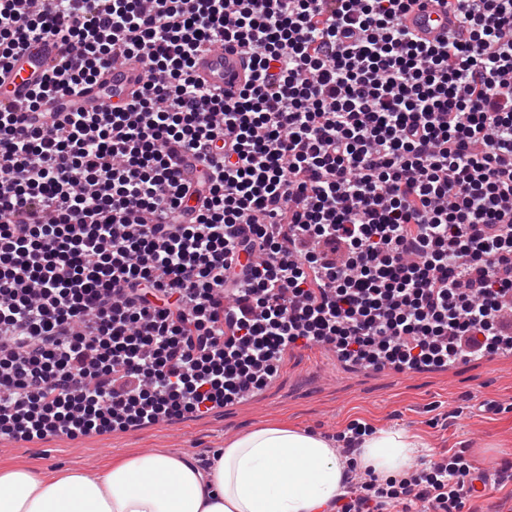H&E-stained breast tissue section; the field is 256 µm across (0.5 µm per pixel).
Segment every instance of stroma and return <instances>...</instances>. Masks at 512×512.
Here are the masks:
<instances>
[{"label": "stroma", "mask_w": 512, "mask_h": 512, "mask_svg": "<svg viewBox=\"0 0 512 512\" xmlns=\"http://www.w3.org/2000/svg\"><path fill=\"white\" fill-rule=\"evenodd\" d=\"M279 420L341 446L345 432L363 423L407 429L426 445L422 455L411 458L413 469L459 456L489 471L484 495L465 501L461 512H512V481H499L501 469L512 464V357L369 374L337 365L325 347L297 348L283 357L273 387L258 401L75 441L53 435L18 446L0 440V465L91 471L108 460L151 451L188 455L204 464L228 440Z\"/></svg>", "instance_id": "obj_1"}]
</instances>
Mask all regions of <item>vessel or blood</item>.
Instances as JSON below:
<instances>
[{
  "label": "vessel or blood",
  "mask_w": 512,
  "mask_h": 512,
  "mask_svg": "<svg viewBox=\"0 0 512 512\" xmlns=\"http://www.w3.org/2000/svg\"><path fill=\"white\" fill-rule=\"evenodd\" d=\"M402 24L419 41H443L456 20L443 8L435 5L413 7L402 17ZM60 52V42L46 37L40 43L20 52L8 66L0 68V109L25 112L35 86L41 82ZM194 77L209 89L221 93L225 99H236L250 79L247 57L235 43L199 54L194 63ZM148 80V67L133 58L104 70L97 80L85 84L79 94H56L54 107H68L83 112H103L111 106L132 102Z\"/></svg>",
  "instance_id": "obj_1"
}]
</instances>
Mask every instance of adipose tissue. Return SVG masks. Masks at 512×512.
<instances>
[{
    "label": "adipose tissue",
    "instance_id": "1",
    "mask_svg": "<svg viewBox=\"0 0 512 512\" xmlns=\"http://www.w3.org/2000/svg\"><path fill=\"white\" fill-rule=\"evenodd\" d=\"M346 460L335 440L285 423L225 443L207 465L188 455L136 453L100 470L0 469V512H336L349 466L385 492L409 477L422 446L405 429L360 430Z\"/></svg>",
    "mask_w": 512,
    "mask_h": 512
}]
</instances>
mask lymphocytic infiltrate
<instances>
[{
    "instance_id": "obj_1",
    "label": "lymphocytic infiltrate",
    "mask_w": 512,
    "mask_h": 512,
    "mask_svg": "<svg viewBox=\"0 0 512 512\" xmlns=\"http://www.w3.org/2000/svg\"><path fill=\"white\" fill-rule=\"evenodd\" d=\"M417 2L0 0V66L65 45L31 107L150 69L121 110L0 111V435L201 415L298 344L397 370L512 350V0H444L435 45L401 25ZM230 42L253 70L233 101L192 74ZM471 479L417 473L402 512H458ZM347 481L340 512H387L375 476Z\"/></svg>"
}]
</instances>
